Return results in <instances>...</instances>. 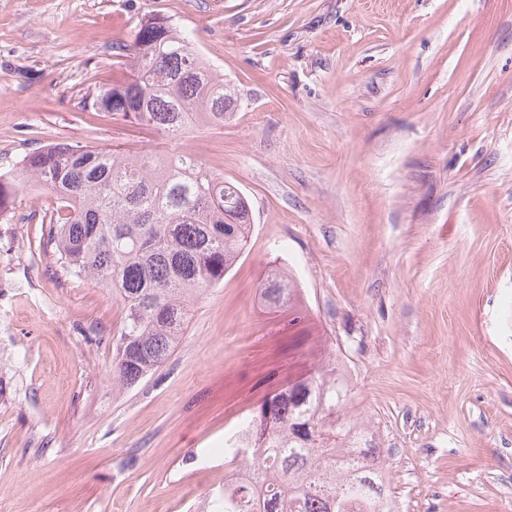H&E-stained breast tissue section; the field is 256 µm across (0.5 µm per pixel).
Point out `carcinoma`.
<instances>
[{"label": "carcinoma", "mask_w": 512, "mask_h": 512, "mask_svg": "<svg viewBox=\"0 0 512 512\" xmlns=\"http://www.w3.org/2000/svg\"><path fill=\"white\" fill-rule=\"evenodd\" d=\"M117 49L130 78L86 96L84 108L175 140L200 125L224 127L232 90L189 35L145 16ZM31 185L57 201L43 245L63 271L121 298L115 387L131 386L169 360L194 299L224 281L252 234L243 192L186 150L41 147L0 173V212ZM292 293L281 270L262 289L274 305ZM349 393L343 376L327 380L320 372L266 398L243 438L224 443L253 469L254 481L228 476L219 512H380L392 504L375 433L343 417Z\"/></svg>", "instance_id": "carcinoma-1"}]
</instances>
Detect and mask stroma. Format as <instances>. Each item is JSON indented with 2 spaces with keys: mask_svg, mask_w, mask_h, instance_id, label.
Wrapping results in <instances>:
<instances>
[{
  "mask_svg": "<svg viewBox=\"0 0 512 512\" xmlns=\"http://www.w3.org/2000/svg\"><path fill=\"white\" fill-rule=\"evenodd\" d=\"M146 15L236 92L178 146L247 196L251 242L118 391L122 305L43 247L54 197L0 213V512H214L225 434L334 362L397 512H512V0H0V172L168 149L81 105ZM294 286L289 277L281 270H275L265 283L262 294L265 300L274 305H279L288 299L294 291Z\"/></svg>",
  "mask_w": 512,
  "mask_h": 512,
  "instance_id": "35a3bbf8",
  "label": "stroma"
}]
</instances>
